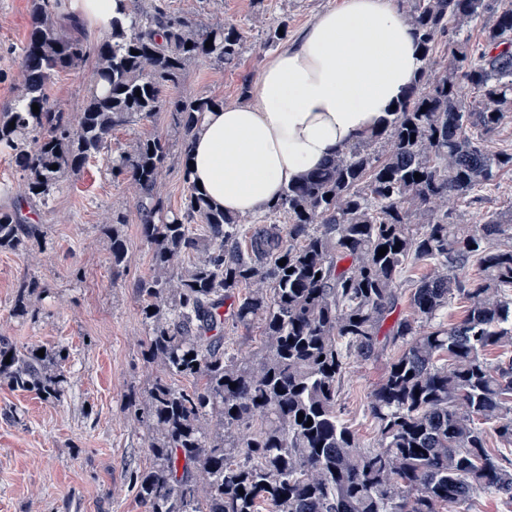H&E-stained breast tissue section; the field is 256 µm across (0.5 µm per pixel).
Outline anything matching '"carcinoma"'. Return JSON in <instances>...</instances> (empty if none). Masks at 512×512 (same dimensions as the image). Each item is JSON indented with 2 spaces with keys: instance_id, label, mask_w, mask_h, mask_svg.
Listing matches in <instances>:
<instances>
[{
  "instance_id": "carcinoma-1",
  "label": "carcinoma",
  "mask_w": 512,
  "mask_h": 512,
  "mask_svg": "<svg viewBox=\"0 0 512 512\" xmlns=\"http://www.w3.org/2000/svg\"><path fill=\"white\" fill-rule=\"evenodd\" d=\"M398 5L423 52L415 86L383 126L283 192L270 208L283 223L214 207L187 162L183 208L164 212L163 137L140 138L107 160L113 176L140 191L142 235L152 249L153 275L137 285L152 324L146 357L193 380L181 389L159 376L149 391L142 417L155 464L133 474L146 512H448L480 493L512 500V459L487 447L490 432L512 446V211L474 225L448 214V201L512 170V152L485 148L512 118V8L499 0ZM61 8L62 0H32L21 94L0 110V153L45 204L69 173L102 155L112 131L161 110L172 114L189 156L199 118L220 103L166 100L162 89L178 86L192 60L237 61L246 42L235 24L201 32L162 0L134 8L131 22L112 20L99 44L74 128L45 97L53 74L86 55L85 41L60 32ZM479 18L488 22L474 46L465 26ZM440 43L451 59L434 78ZM466 87L479 100H466ZM110 230L118 271L127 248L117 225ZM40 237L38 225L0 211V250H24ZM410 259L428 265L411 289L414 318L384 332ZM473 262L478 278L453 274ZM39 287L35 279L20 283L17 312H28ZM234 297L229 320L235 329H260L256 353L228 352L218 333L220 309ZM453 299L466 303L464 318L450 329L434 323ZM388 346L399 353L373 393L379 437L364 448L338 415L339 385L347 359L368 361ZM491 349L499 351L493 364L483 358ZM65 359L60 350L41 357L0 341V382L57 401Z\"/></svg>"
}]
</instances>
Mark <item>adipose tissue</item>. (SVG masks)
<instances>
[{"label": "adipose tissue", "instance_id": "adipose-tissue-1", "mask_svg": "<svg viewBox=\"0 0 512 512\" xmlns=\"http://www.w3.org/2000/svg\"><path fill=\"white\" fill-rule=\"evenodd\" d=\"M422 65L396 0H341L268 59L244 100L202 114L191 179L226 212L266 211L304 173L380 127Z\"/></svg>", "mask_w": 512, "mask_h": 512}]
</instances>
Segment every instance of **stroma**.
Masks as SVG:
<instances>
[{
    "instance_id": "stroma-1",
    "label": "stroma",
    "mask_w": 512,
    "mask_h": 512,
    "mask_svg": "<svg viewBox=\"0 0 512 512\" xmlns=\"http://www.w3.org/2000/svg\"><path fill=\"white\" fill-rule=\"evenodd\" d=\"M340 0H165L171 14L209 26L232 22L246 34L241 58L221 65L189 64L178 87L164 97L205 95L226 104L240 100L272 49L269 26L288 23V40L299 37L321 12ZM87 56L59 72L46 89L47 103L79 124L103 33L80 20ZM31 30L30 0H0V108L14 103L22 86L21 49ZM169 141V157L157 192L165 210L183 205L182 141L170 113L113 132L104 158L90 161L56 189L49 207L29 198L23 172L0 155V209L18 212L23 223L40 225L43 239L28 251H0V339L21 350L64 348L63 397L44 401L33 392L0 384V512H145L132 472L152 466L147 429L134 419L161 371L143 356L151 334L135 288L151 272V247L140 235V194L116 179L107 158L129 151L142 136ZM512 208V172L499 173L490 189L448 204L454 223L479 224ZM119 224L128 256L122 274L112 269L107 227ZM34 278L39 289L28 312H14L19 283ZM394 356L382 351L369 361L349 360L338 408L359 443L372 447L378 425L370 413L375 389Z\"/></svg>"
}]
</instances>
